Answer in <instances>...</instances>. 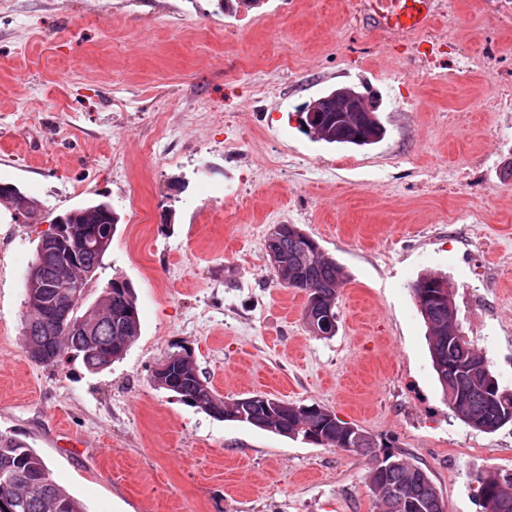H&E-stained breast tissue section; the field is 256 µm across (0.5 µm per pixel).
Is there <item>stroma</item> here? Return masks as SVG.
<instances>
[{
	"mask_svg": "<svg viewBox=\"0 0 512 512\" xmlns=\"http://www.w3.org/2000/svg\"><path fill=\"white\" fill-rule=\"evenodd\" d=\"M353 0H23L0 8V183L46 219L92 200L120 222L87 290L132 283L141 330L93 374L25 351L24 279L41 225L0 205V433L86 512H376L371 456L217 420L155 389L185 349L216 393L318 404L429 471L447 512H481L475 470L512 473V428L449 410L412 285L447 275L464 333L512 388V0H444L436 74ZM495 75L457 69L459 52ZM339 86L380 100L374 145L306 135L299 108ZM471 167L461 189L449 186ZM244 205L231 212L225 190ZM294 224L344 268L338 331L302 319L265 249Z\"/></svg>",
	"mask_w": 512,
	"mask_h": 512,
	"instance_id": "35a3bbf8",
	"label": "stroma"
}]
</instances>
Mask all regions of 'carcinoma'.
I'll return each mask as SVG.
<instances>
[{
  "label": "carcinoma",
  "instance_id": "obj_1",
  "mask_svg": "<svg viewBox=\"0 0 512 512\" xmlns=\"http://www.w3.org/2000/svg\"><path fill=\"white\" fill-rule=\"evenodd\" d=\"M318 132L322 133L319 140L328 144H352L356 146L371 145L381 141L385 133L378 119L372 112L360 113L359 123L346 129L345 137L336 139V126L345 125L343 113L321 112L317 116ZM66 220L71 224L94 223L114 225L119 223L117 213L105 214L93 211L89 206L79 207V212L69 214ZM88 235L79 233L71 240L69 247L80 256L84 268L95 270L101 267L108 248L100 251H90L84 248V240ZM283 261L288 269L297 270L311 277V281L302 284H286L307 292V303L314 302L311 290L322 291L320 304L336 308V299L343 287L346 277L343 267L335 258L318 251L316 255L307 257L301 250L300 242L288 235L282 243ZM63 296L54 285H49L42 294L25 297L26 312L22 324L24 345L34 340L44 339L51 347L52 353L61 356L66 350H71L82 356L86 369L90 372L102 371L112 362L120 359L128 348L137 339L140 332V318L137 306V297L133 286L125 290L114 289L104 292L90 313L75 315V321L81 325H89L99 321L106 315L119 322L121 329L109 332L105 327L98 329L96 336H74L70 332L57 331L49 336H43L39 328L43 325L47 310ZM428 332V348L430 355L442 356V363L433 365L443 398L449 409L468 427L487 434L499 431L506 425H512V392L498 397L497 407L492 413L480 415V393L467 402L456 399L450 391L445 389V379L448 378V358L456 361L465 360L475 351L474 345L468 339L455 342L461 335L459 323L448 319V315L436 306L428 307L421 313ZM170 391L179 395L184 401L207 411L213 401L224 402V420L239 421L236 417L238 399L230 400L219 396L213 388L203 383V378L197 369L191 353L176 363L170 372ZM245 423L266 430L269 425L278 429V435L290 439L305 437L310 426L308 418L295 412L278 415L273 421L266 407L257 405L253 408L251 417ZM345 421H336L334 418L323 419L321 433L328 446H337L338 425ZM12 461L14 481L5 484L0 479V499L9 504L10 512H85L83 504L71 495L64 487L59 485L52 477V473L44 458L26 443L21 442L8 434L0 433V460ZM385 462L394 463L388 473L389 483L401 487L408 504L396 503L386 491L372 493L378 512H445V504L438 488L427 471L419 466L409 463L401 456L393 453L385 458ZM512 481V473L505 475L497 473H478L471 479L475 484L474 492L478 498L482 512H512V496L504 499L500 490V482ZM427 503L430 508L423 511L417 505Z\"/></svg>",
  "mask_w": 512,
  "mask_h": 512
}]
</instances>
